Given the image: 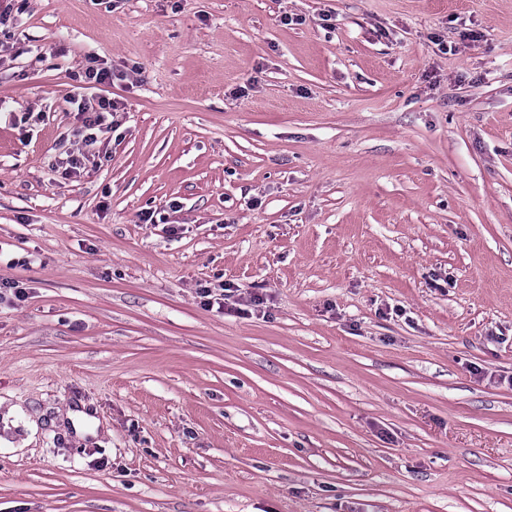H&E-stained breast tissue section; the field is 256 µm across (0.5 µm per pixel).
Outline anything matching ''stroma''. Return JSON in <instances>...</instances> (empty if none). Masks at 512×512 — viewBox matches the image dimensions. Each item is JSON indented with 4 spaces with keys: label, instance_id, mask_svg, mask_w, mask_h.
I'll return each instance as SVG.
<instances>
[{
    "label": "stroma",
    "instance_id": "35a3bbf8",
    "mask_svg": "<svg viewBox=\"0 0 512 512\" xmlns=\"http://www.w3.org/2000/svg\"><path fill=\"white\" fill-rule=\"evenodd\" d=\"M12 34L0 512H512V0H25ZM92 59L117 125L66 177Z\"/></svg>",
    "mask_w": 512,
    "mask_h": 512
}]
</instances>
